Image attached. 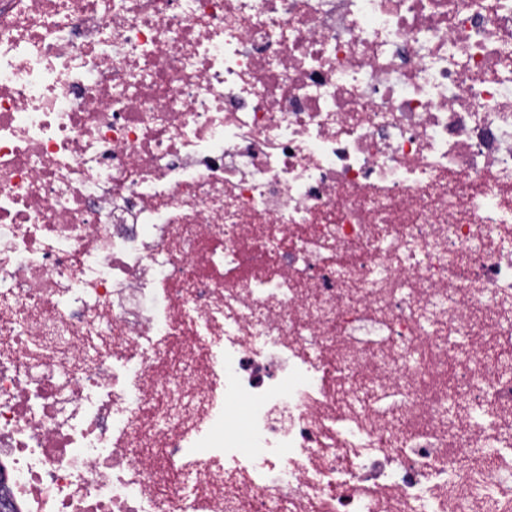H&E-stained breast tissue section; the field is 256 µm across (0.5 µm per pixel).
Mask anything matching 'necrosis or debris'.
<instances>
[{"mask_svg": "<svg viewBox=\"0 0 512 512\" xmlns=\"http://www.w3.org/2000/svg\"><path fill=\"white\" fill-rule=\"evenodd\" d=\"M488 330L512 0H0L17 512H512Z\"/></svg>", "mask_w": 512, "mask_h": 512, "instance_id": "4bbe7bcc", "label": "necrosis or debris"}]
</instances>
